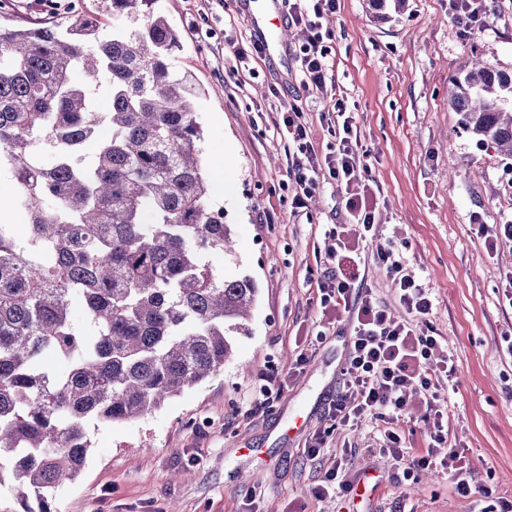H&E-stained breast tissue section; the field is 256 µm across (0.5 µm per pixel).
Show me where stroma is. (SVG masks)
<instances>
[{"mask_svg":"<svg viewBox=\"0 0 512 512\" xmlns=\"http://www.w3.org/2000/svg\"><path fill=\"white\" fill-rule=\"evenodd\" d=\"M486 27L461 35L448 0H408L404 11L374 10L370 0H340L330 27L333 79L354 112L371 154L368 179L344 187L321 178L306 209L294 212L285 143L273 121L301 107L317 147L329 142L325 100L301 85L300 30L288 31L278 56L235 65L227 41L255 34L244 0H145L139 17L161 14L178 32L175 65L198 89L204 125L203 167L211 205L223 211L235 241L212 256L216 271L251 276L257 285L248 332L236 336L218 375L147 416L102 426L77 480L56 492L57 512H474L449 474L411 479L375 453L381 422L332 429L325 403L335 393L351 348L347 313L322 307L305 282L325 264L326 232L347 221L354 192L375 209L378 241L406 243L403 255L434 296L431 325L457 366L452 386L437 390L452 437L464 447L473 485L512 512V242L488 257L478 223L512 221V161L479 142L450 106L452 79L468 56L512 71V0H489ZM108 0H0V26L50 25L61 17H105ZM238 73H231V66ZM278 87L271 96L270 87ZM345 274L371 290L391 316L405 312L375 259L377 241L344 233ZM308 361L297 365L299 354ZM278 370L271 407L255 410L263 376ZM328 431L323 460L305 445ZM355 486L351 497L312 493L335 455Z\"/></svg>","mask_w":512,"mask_h":512,"instance_id":"1","label":"stroma"}]
</instances>
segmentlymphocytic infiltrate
<instances>
[{
	"label": "lymphocytic infiltrate",
	"mask_w": 512,
	"mask_h": 512,
	"mask_svg": "<svg viewBox=\"0 0 512 512\" xmlns=\"http://www.w3.org/2000/svg\"><path fill=\"white\" fill-rule=\"evenodd\" d=\"M285 4L288 24L301 28L305 34L298 53L301 85L304 90L329 99L333 112L341 119L340 124L328 126L331 140L322 150L313 141L302 109L281 113L275 122L277 135L287 144L286 171L295 183L292 207L298 210L306 206L321 175L349 186L369 176L371 166L345 100L328 89L332 53L329 42L333 34L327 22L338 9L339 0H285ZM374 258L396 285L406 319L389 317L370 290L332 271H311L306 277L307 285L316 288L322 306H333L353 318L352 349L327 414L335 425L349 428L367 417L387 423L381 453L390 454L410 474L433 469L448 471L458 493L470 495L461 452L449 436L441 410L427 411L430 442L424 453L413 454L402 448L400 435L390 428L394 420L404 415L410 389L431 396L441 382L452 380L456 366L430 333L431 294L406 267L397 244L378 245Z\"/></svg>",
	"instance_id": "f902f5d3"
}]
</instances>
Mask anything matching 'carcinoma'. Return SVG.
<instances>
[{
  "label": "carcinoma",
  "instance_id": "carcinoma-1",
  "mask_svg": "<svg viewBox=\"0 0 512 512\" xmlns=\"http://www.w3.org/2000/svg\"><path fill=\"white\" fill-rule=\"evenodd\" d=\"M137 2L112 0L110 39L88 16L0 27V171L29 216L0 224V485L16 482L0 512H56L86 460L85 422L143 417L219 374L255 301L251 277L209 261L233 244L210 204L195 87L174 69L177 31L163 15L138 23ZM80 65L108 82L102 117L72 80ZM449 103L512 158V72L475 62Z\"/></svg>",
  "mask_w": 512,
  "mask_h": 512
}]
</instances>
